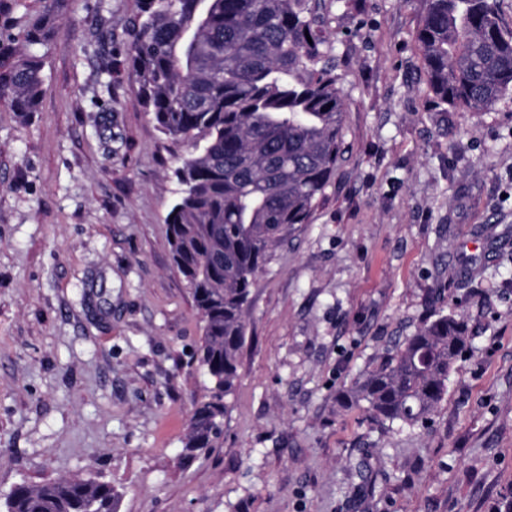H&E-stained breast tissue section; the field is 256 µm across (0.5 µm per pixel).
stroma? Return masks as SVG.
<instances>
[{
	"mask_svg": "<svg viewBox=\"0 0 512 512\" xmlns=\"http://www.w3.org/2000/svg\"><path fill=\"white\" fill-rule=\"evenodd\" d=\"M425 0H326L343 159L251 290L221 433L166 218L190 150L128 73L135 0H69L38 111L0 107V501L96 478L119 512H512V99L438 104ZM436 314L467 351L427 428L337 393Z\"/></svg>",
	"mask_w": 512,
	"mask_h": 512,
	"instance_id": "obj_1",
	"label": "stroma"
}]
</instances>
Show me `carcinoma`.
<instances>
[{
  "mask_svg": "<svg viewBox=\"0 0 512 512\" xmlns=\"http://www.w3.org/2000/svg\"><path fill=\"white\" fill-rule=\"evenodd\" d=\"M20 52L0 45V106L36 112L45 49L66 0H38ZM322 0H136L130 74L166 137L192 144L167 216L174 265L203 326L208 399L190 419L183 458L213 445L238 379L251 288L296 224L309 222L341 158L345 102ZM437 101L485 112L512 97V31L497 0H426L416 33ZM463 321L438 315L339 395L376 417L425 424L466 351ZM109 482L20 483L7 512H118Z\"/></svg>",
  "mask_w": 512,
  "mask_h": 512,
  "instance_id": "carcinoma-1",
  "label": "carcinoma"
}]
</instances>
